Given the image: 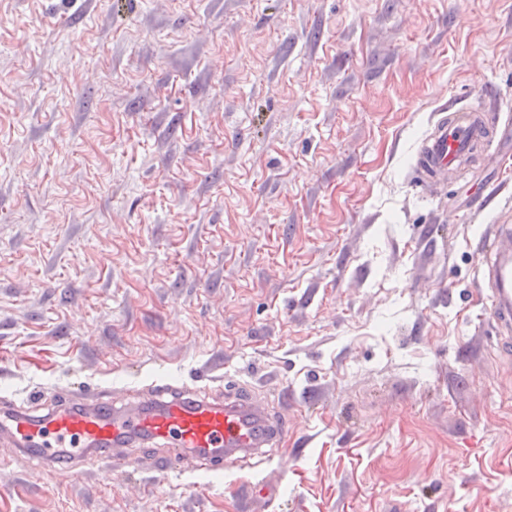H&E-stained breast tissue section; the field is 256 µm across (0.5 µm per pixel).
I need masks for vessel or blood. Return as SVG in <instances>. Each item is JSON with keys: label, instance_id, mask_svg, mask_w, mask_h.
Segmentation results:
<instances>
[{"label": "vessel or blood", "instance_id": "obj_1", "mask_svg": "<svg viewBox=\"0 0 512 512\" xmlns=\"http://www.w3.org/2000/svg\"><path fill=\"white\" fill-rule=\"evenodd\" d=\"M498 132L477 107L463 119L453 112L442 115L418 154L417 179L444 177L468 153L475 135L491 138ZM480 246L492 328L499 350L507 354L512 352V226H492ZM225 386L219 400L163 377L125 406L113 403L102 387L63 390L57 404L44 409H24L5 398L0 436L32 467H54L68 476L89 456L123 465L127 448L139 444L154 466L174 475L202 471L220 478L240 460L280 447L288 435L287 416L273 411L254 389L232 379Z\"/></svg>", "mask_w": 512, "mask_h": 512}]
</instances>
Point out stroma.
I'll return each mask as SVG.
<instances>
[{
	"mask_svg": "<svg viewBox=\"0 0 512 512\" xmlns=\"http://www.w3.org/2000/svg\"><path fill=\"white\" fill-rule=\"evenodd\" d=\"M503 133L435 191L448 104ZM512 0H0V396L174 376L290 422L223 479L15 457L0 512H512ZM480 247L485 257L483 285L488 288L485 299L492 316V328L498 335L499 350L510 356L512 350V227L493 225L482 236ZM508 335V336H504Z\"/></svg>",
	"mask_w": 512,
	"mask_h": 512,
	"instance_id": "obj_1",
	"label": "stroma"
}]
</instances>
